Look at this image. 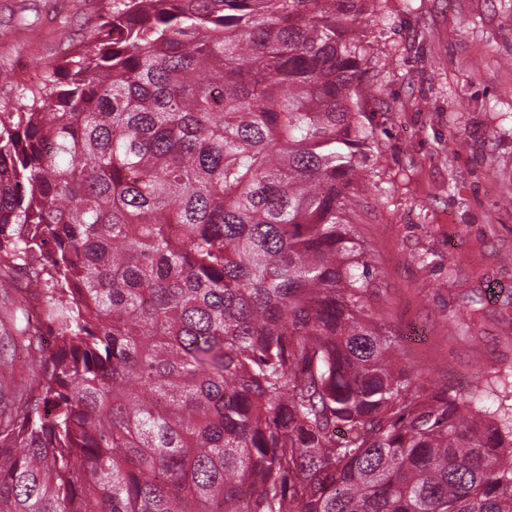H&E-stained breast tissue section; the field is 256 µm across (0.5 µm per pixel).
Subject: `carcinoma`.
<instances>
[{"label": "carcinoma", "mask_w": 512, "mask_h": 512, "mask_svg": "<svg viewBox=\"0 0 512 512\" xmlns=\"http://www.w3.org/2000/svg\"><path fill=\"white\" fill-rule=\"evenodd\" d=\"M366 0H112L0 110L53 339L0 512H512V413L415 385L347 217Z\"/></svg>", "instance_id": "cac0c4a2"}]
</instances>
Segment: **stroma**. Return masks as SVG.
Returning <instances> with one entry per match:
<instances>
[{
    "label": "stroma",
    "mask_w": 512,
    "mask_h": 512,
    "mask_svg": "<svg viewBox=\"0 0 512 512\" xmlns=\"http://www.w3.org/2000/svg\"><path fill=\"white\" fill-rule=\"evenodd\" d=\"M112 0H0V105L86 47ZM364 122L377 145L352 220L374 257L369 304L424 385L498 403L512 385V0H371ZM0 264V422L32 399L46 347L35 295Z\"/></svg>",
    "instance_id": "obj_1"
}]
</instances>
